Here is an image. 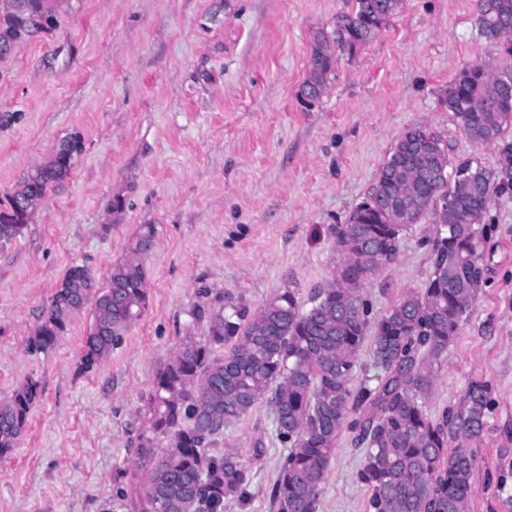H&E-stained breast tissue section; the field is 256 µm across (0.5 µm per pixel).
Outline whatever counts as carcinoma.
<instances>
[{
  "label": "carcinoma",
  "mask_w": 512,
  "mask_h": 512,
  "mask_svg": "<svg viewBox=\"0 0 512 512\" xmlns=\"http://www.w3.org/2000/svg\"><path fill=\"white\" fill-rule=\"evenodd\" d=\"M402 0H354L336 17L332 36L314 38L301 94L315 100L334 66V51L354 55L372 40ZM69 0H0V60L21 42L48 34ZM480 35L512 57V0H476ZM440 101L478 146L490 145L512 124V71L469 65L442 87ZM79 137L61 142L0 198V243L20 236L32 217L29 203L73 170ZM509 187L470 160H455L448 141L425 123L407 127L380 168L367 196L336 225L341 263L307 302L284 288L256 310L204 288L193 317L206 336L188 337L157 373L144 412L150 435L135 449L129 489L103 512H226L242 503L250 484L243 455L226 450L224 429L266 402L276 436L288 445L271 489L272 512H317L340 436L364 447L357 481L368 488L369 512H467L475 459L489 413L488 385L470 383L464 405L431 418L435 365L485 283V217L495 193ZM429 219L432 272L380 316L369 318L366 282L399 254L402 234ZM156 230L144 224L127 255L112 264L108 285L97 286L84 264L72 265L28 338V350L48 353L74 318L91 307L81 347L89 371L111 356L147 302L143 257ZM377 383L350 387L365 341ZM40 382L26 379L0 400V455L16 447ZM166 447H158V440Z\"/></svg>",
  "instance_id": "cac0c4a2"
}]
</instances>
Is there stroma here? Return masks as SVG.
<instances>
[{
	"label": "stroma",
	"mask_w": 512,
	"mask_h": 512,
	"mask_svg": "<svg viewBox=\"0 0 512 512\" xmlns=\"http://www.w3.org/2000/svg\"><path fill=\"white\" fill-rule=\"evenodd\" d=\"M352 0H71L55 30L0 63V193L62 140L81 136L70 176L51 186L21 236L0 246V397L25 379L43 396L16 448L0 456V512H102L130 478L146 435L157 371L206 327L192 312L210 288L258 307L283 288L300 298L341 262L333 235L366 197L409 125L442 133L456 159L500 169L512 127L475 145L440 89L463 67L512 69L479 34L475 0H403L386 28L335 62L314 105L301 88L317 32ZM486 282L437 369L426 406L459 407L474 380L490 386L485 429L471 451L468 512H512V189L486 217ZM154 225L145 258L148 301L111 357L79 370L90 310L48 353L27 339L73 264L106 286L139 227ZM422 221L396 261L366 283L372 315L431 272ZM249 502L271 512L286 452L266 404L224 432L247 451ZM351 433L338 442L319 512H367Z\"/></svg>",
	"instance_id": "35a3bbf8"
}]
</instances>
